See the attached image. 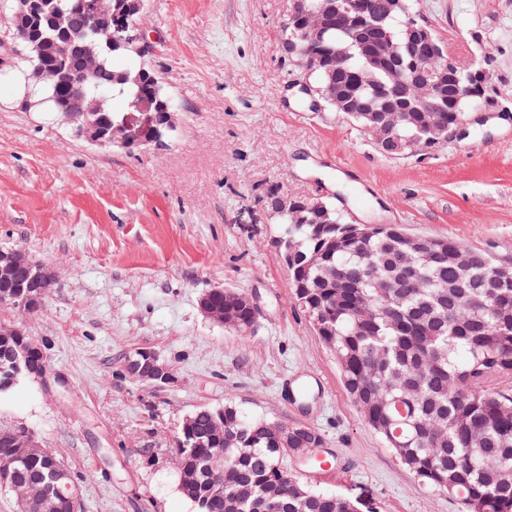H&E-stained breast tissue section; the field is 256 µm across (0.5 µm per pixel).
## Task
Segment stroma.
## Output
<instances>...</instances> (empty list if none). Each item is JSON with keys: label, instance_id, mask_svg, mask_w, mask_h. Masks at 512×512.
Here are the masks:
<instances>
[{"label": "stroma", "instance_id": "35a3bbf8", "mask_svg": "<svg viewBox=\"0 0 512 512\" xmlns=\"http://www.w3.org/2000/svg\"><path fill=\"white\" fill-rule=\"evenodd\" d=\"M293 0H146L147 58L176 101L177 130L126 152L77 138L29 109L0 65V249L56 274L43 311L20 321L44 376L0 397V425L32 431L81 488L83 512H195L179 486L183 419L230 403L246 417L302 424L327 465H282L308 488L372 512H462L421 484L347 394L336 358L288 286L268 193L332 198L360 224H400L512 258V0H411L453 56L481 64L487 92L447 143L379 152L346 114L312 108L280 50ZM253 294L251 335L199 310L213 288ZM146 348L167 386L124 374Z\"/></svg>", "mask_w": 512, "mask_h": 512}]
</instances>
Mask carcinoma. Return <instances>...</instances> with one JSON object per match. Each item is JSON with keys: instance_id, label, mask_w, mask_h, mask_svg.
Wrapping results in <instances>:
<instances>
[{"instance_id": "obj_1", "label": "carcinoma", "mask_w": 512, "mask_h": 512, "mask_svg": "<svg viewBox=\"0 0 512 512\" xmlns=\"http://www.w3.org/2000/svg\"><path fill=\"white\" fill-rule=\"evenodd\" d=\"M88 0H42L41 29L45 40L26 42L27 67L50 64L66 79L56 87H38L32 100L58 118L57 109L71 97L67 77L81 68L74 44L95 43L96 28L83 18ZM385 0H346L344 17L327 26L322 39L302 44L315 66V85L333 81L344 91L372 99L390 81L372 66L353 43L352 29L370 22ZM75 17L71 37L50 26L51 16ZM408 17L402 11L386 19L384 28L400 46L404 64L425 51L417 43L407 51L403 34ZM125 64L118 66L115 61ZM98 61L112 76L105 101L108 117L117 121L135 105L163 94L159 78L145 68L142 82L123 79L141 68V59L127 50L100 49ZM480 68L456 62L458 99L441 103L448 124L465 117L471 77ZM123 109L113 106L114 100ZM283 252L291 251L288 276L319 336L336 355L343 385L369 427L384 437L400 461L421 482L458 499L464 512H512V391H491L493 377L512 378V268L485 255L487 262L462 267L454 260L458 242L429 241L435 259L410 252L417 284L406 286L409 273L400 263L404 230L381 224L359 240L336 224V208L327 204L322 216L298 221L289 212L277 214ZM30 274L22 271L6 306L20 315L40 312L25 303ZM393 285L387 298L379 284ZM242 290L210 293L216 306L235 310ZM322 447V437L304 426L250 420L232 404L218 412L200 408L176 438L179 471L196 478L190 500L197 512H361L360 503L335 492L313 491L281 465L285 453ZM224 448V486L210 480L209 465ZM51 484L57 512H70L64 487L75 484L69 471L56 474L42 455L18 462L0 490L19 497L22 486Z\"/></svg>"}]
</instances>
